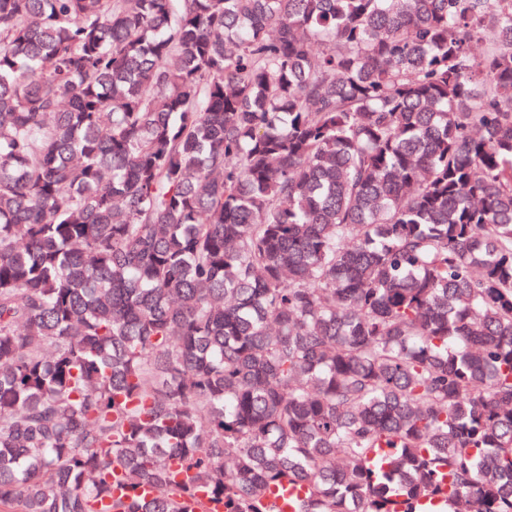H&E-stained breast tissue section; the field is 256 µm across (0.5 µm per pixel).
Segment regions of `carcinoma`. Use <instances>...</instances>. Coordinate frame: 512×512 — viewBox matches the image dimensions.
Returning <instances> with one entry per match:
<instances>
[{
    "label": "carcinoma",
    "mask_w": 512,
    "mask_h": 512,
    "mask_svg": "<svg viewBox=\"0 0 512 512\" xmlns=\"http://www.w3.org/2000/svg\"><path fill=\"white\" fill-rule=\"evenodd\" d=\"M512 512V0H0V512Z\"/></svg>",
    "instance_id": "obj_1"
}]
</instances>
